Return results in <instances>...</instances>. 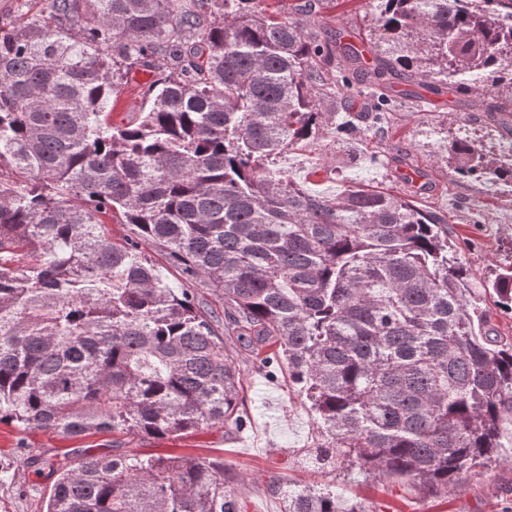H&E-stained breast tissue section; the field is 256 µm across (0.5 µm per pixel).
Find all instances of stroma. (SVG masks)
<instances>
[{"label":"stroma","mask_w":512,"mask_h":512,"mask_svg":"<svg viewBox=\"0 0 512 512\" xmlns=\"http://www.w3.org/2000/svg\"><path fill=\"white\" fill-rule=\"evenodd\" d=\"M300 2L280 0V14L299 17L326 41L340 31L357 32L371 5L370 0H342L317 15L300 17L295 12ZM488 107L472 96L438 112L431 111L428 100L408 102L390 112L383 143L365 134L340 139L330 132L315 145L289 148L275 165L322 196L356 185L400 191L402 174L422 172L425 188L418 204L447 218L449 238L479 284L496 265L512 261V190L458 175L448 165L444 137L494 133ZM235 359L243 371L239 409L248 417L246 429L239 433L215 424L175 440L120 439L109 433L70 439L51 430L24 433L9 422L0 423V470L10 474L0 482V512H44L54 483L51 466L76 464L83 448L105 453L115 447L223 458L228 475L238 478L234 490L246 512H281L280 497L267 488L270 476L295 487L325 481L295 460L298 449L316 443L315 417L287 371L270 378L252 369L249 354L236 352ZM336 486L365 512H512V467L506 465L472 471L460 488L444 496L417 491L407 482L375 481L356 473L337 476Z\"/></svg>","instance_id":"obj_1"}]
</instances>
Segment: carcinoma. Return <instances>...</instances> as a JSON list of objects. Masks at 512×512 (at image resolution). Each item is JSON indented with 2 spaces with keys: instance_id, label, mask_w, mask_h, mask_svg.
I'll list each match as a JSON object with an SVG mask.
<instances>
[{
  "instance_id": "cac0c4a2",
  "label": "carcinoma",
  "mask_w": 512,
  "mask_h": 512,
  "mask_svg": "<svg viewBox=\"0 0 512 512\" xmlns=\"http://www.w3.org/2000/svg\"><path fill=\"white\" fill-rule=\"evenodd\" d=\"M264 0H41L0 25V421L68 437L179 438L239 430L242 370L281 362L315 415L302 463L448 493L501 460L512 336L488 323L439 214L413 193L309 192L268 166L330 128L370 61L434 94L479 92L512 110V0H373L360 45ZM336 61L327 69L323 62ZM153 75L126 124L112 101ZM371 90L361 108L381 111ZM462 176L512 183L500 152L448 140ZM119 215L136 236L112 240ZM155 243L224 315L167 280ZM512 312V262L493 271ZM46 512H243L224 460L99 455L57 468ZM271 491L282 512H363L339 488Z\"/></svg>"
}]
</instances>
